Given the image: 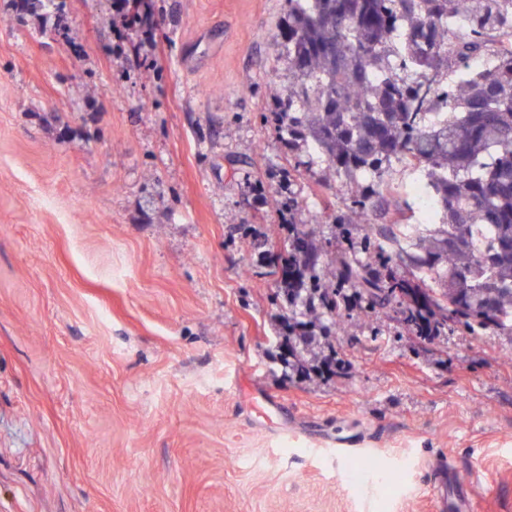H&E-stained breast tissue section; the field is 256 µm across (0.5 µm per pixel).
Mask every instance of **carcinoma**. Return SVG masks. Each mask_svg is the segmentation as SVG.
Segmentation results:
<instances>
[{
  "mask_svg": "<svg viewBox=\"0 0 512 512\" xmlns=\"http://www.w3.org/2000/svg\"><path fill=\"white\" fill-rule=\"evenodd\" d=\"M279 37L291 63L274 103L288 151L307 170L324 162L364 212L389 197L386 168L424 174L437 219L414 237L402 224H375L361 249L406 268L384 280L353 252L337 271L323 247L292 225L288 251L262 254L281 265L286 308L277 341L284 369L335 372L317 337L345 331L337 275L356 302L390 306L423 339L448 323L512 335V0H286ZM483 59L478 71L467 66ZM379 74L370 81L368 76Z\"/></svg>",
  "mask_w": 512,
  "mask_h": 512,
  "instance_id": "cac0c4a2",
  "label": "carcinoma"
}]
</instances>
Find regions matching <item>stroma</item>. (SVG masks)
Instances as JSON below:
<instances>
[{
	"mask_svg": "<svg viewBox=\"0 0 512 512\" xmlns=\"http://www.w3.org/2000/svg\"><path fill=\"white\" fill-rule=\"evenodd\" d=\"M0 0V512H512V338L352 309L285 373L277 277L351 194L271 109L285 0ZM291 213L270 204L282 191ZM283 406L269 424L251 398Z\"/></svg>",
	"mask_w": 512,
	"mask_h": 512,
	"instance_id": "stroma-1",
	"label": "stroma"
}]
</instances>
